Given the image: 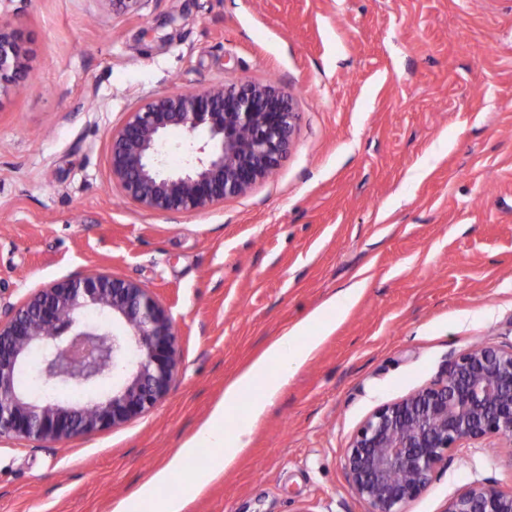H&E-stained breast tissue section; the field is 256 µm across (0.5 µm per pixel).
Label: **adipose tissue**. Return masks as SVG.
<instances>
[{"mask_svg": "<svg viewBox=\"0 0 512 512\" xmlns=\"http://www.w3.org/2000/svg\"><path fill=\"white\" fill-rule=\"evenodd\" d=\"M327 328L324 313H316L305 324L286 331L270 343L226 383L224 399L212 411L207 422L120 512H134L135 505L154 501L157 487L179 475L184 478L182 495L165 499L159 512H182L186 496L195 493L215 474L223 472L248 447L254 420L261 416L288 379L306 362ZM245 397L250 400L248 421L229 425L228 414ZM205 448L214 452L207 469L201 473L187 472V464Z\"/></svg>", "mask_w": 512, "mask_h": 512, "instance_id": "adipose-tissue-1", "label": "adipose tissue"}]
</instances>
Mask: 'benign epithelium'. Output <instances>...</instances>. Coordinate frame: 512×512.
<instances>
[{
    "mask_svg": "<svg viewBox=\"0 0 512 512\" xmlns=\"http://www.w3.org/2000/svg\"><path fill=\"white\" fill-rule=\"evenodd\" d=\"M19 34L0 20V98L27 75ZM298 113L272 85L215 87L146 99L112 131L109 163L124 196L155 213L193 212L248 192L278 165ZM195 144L194 162L166 170V134ZM92 311L125 327L116 335ZM35 379L46 391L89 389L127 374L112 396L69 406L18 384L34 349ZM179 366L178 331L166 308L139 283L107 274L67 278L38 290L0 317V437L44 446L126 424L164 398ZM512 443V345L458 353L445 373L404 398L378 406L353 434L345 468L371 512H404L451 453L486 440ZM445 512H512V491L475 481Z\"/></svg>",
    "mask_w": 512,
    "mask_h": 512,
    "instance_id": "7a95c632",
    "label": "benign epithelium"
}]
</instances>
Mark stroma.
Here are the masks:
<instances>
[{
  "label": "stroma",
  "mask_w": 512,
  "mask_h": 512,
  "mask_svg": "<svg viewBox=\"0 0 512 512\" xmlns=\"http://www.w3.org/2000/svg\"><path fill=\"white\" fill-rule=\"evenodd\" d=\"M29 51L0 103V302L93 272L176 325L167 395L48 447L0 439V512H117L204 424L224 383L336 292L363 288L183 512H370L344 457L378 406L460 351L512 344V0H0ZM274 82L299 114L275 173L183 214L126 201L113 129L150 95ZM512 450L455 449L406 512Z\"/></svg>",
  "instance_id": "stroma-1"
}]
</instances>
